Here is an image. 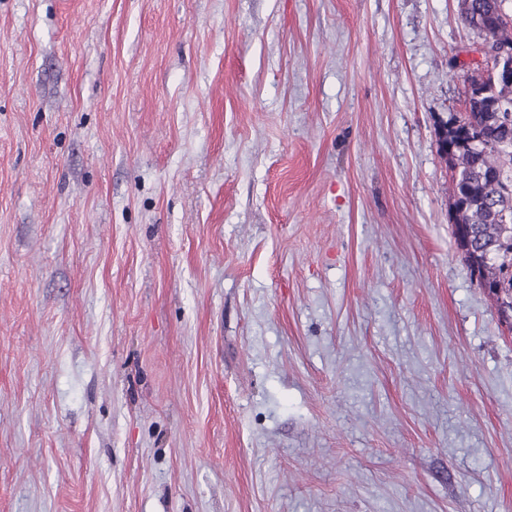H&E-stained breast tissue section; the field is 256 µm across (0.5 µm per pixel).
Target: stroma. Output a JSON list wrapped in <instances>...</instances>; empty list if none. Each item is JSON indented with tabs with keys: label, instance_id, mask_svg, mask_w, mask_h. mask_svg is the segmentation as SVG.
<instances>
[{
	"label": "stroma",
	"instance_id": "obj_1",
	"mask_svg": "<svg viewBox=\"0 0 512 512\" xmlns=\"http://www.w3.org/2000/svg\"><path fill=\"white\" fill-rule=\"evenodd\" d=\"M458 0H0V512H512V334L452 235Z\"/></svg>",
	"mask_w": 512,
	"mask_h": 512
}]
</instances>
